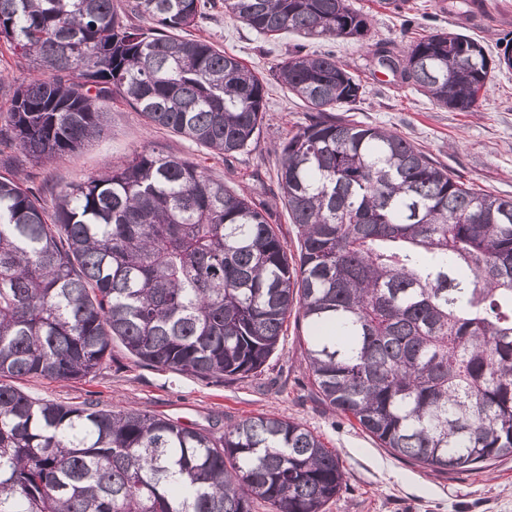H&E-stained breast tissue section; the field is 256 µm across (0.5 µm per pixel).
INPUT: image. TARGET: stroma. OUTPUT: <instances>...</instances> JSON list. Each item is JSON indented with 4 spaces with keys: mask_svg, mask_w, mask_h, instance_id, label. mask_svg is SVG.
Listing matches in <instances>:
<instances>
[{
    "mask_svg": "<svg viewBox=\"0 0 512 512\" xmlns=\"http://www.w3.org/2000/svg\"><path fill=\"white\" fill-rule=\"evenodd\" d=\"M369 15L372 39L397 48L439 31L464 33L496 54L512 38V0H406L396 10L380 0H350ZM267 78V131L247 152L231 157L210 152L161 128L149 127L126 102L114 101L108 130L83 150L52 164L16 162L27 186L43 200L97 174L104 165L121 164L134 153L156 149L199 163L212 179L247 194L277 183L285 139L309 114L308 106L279 83L274 72L290 52L333 55L361 81L365 94L352 110L337 115L397 131L440 166L475 189L512 198V69L495 71L476 112H455L381 68L371 41L312 39L285 33L258 34L225 13L224 0H212L207 18L188 30ZM303 322L289 318L278 351L264 372L245 380L203 379L164 371L135 361L113 342L105 368L82 380L55 382L37 377L14 385L35 399L78 404L87 399L105 409H141L214 435L248 416L275 415L304 423L336 450L346 483L325 512H512V457L478 471L435 473L380 448L347 417L322 403L305 361Z\"/></svg>",
    "mask_w": 512,
    "mask_h": 512,
    "instance_id": "obj_1",
    "label": "stroma"
}]
</instances>
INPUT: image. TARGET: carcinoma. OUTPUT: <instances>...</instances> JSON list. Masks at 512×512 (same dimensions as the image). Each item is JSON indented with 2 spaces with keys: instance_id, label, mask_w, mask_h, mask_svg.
Returning a JSON list of instances; mask_svg holds the SVG:
<instances>
[{
  "instance_id": "carcinoma-1",
  "label": "carcinoma",
  "mask_w": 512,
  "mask_h": 512,
  "mask_svg": "<svg viewBox=\"0 0 512 512\" xmlns=\"http://www.w3.org/2000/svg\"><path fill=\"white\" fill-rule=\"evenodd\" d=\"M209 0H0V43L34 76L0 113V155L52 162L104 134L121 99L232 156L264 127V77L184 36ZM260 35L363 40L350 0H224ZM143 19L135 25L128 15ZM378 64L440 107L475 112L496 56L440 31ZM314 113L284 142L264 202L187 159L135 154L40 203L0 174V512H323L345 482L305 424L258 415L214 437L146 410L33 399L18 377L97 372L119 341L199 378L262 373L288 316L308 330L312 384L392 455L431 472L512 457V199L475 190L394 131L329 114L361 83L329 55L279 68ZM265 198L272 212L271 224H274L280 237L287 243L288 253L289 251L295 253L297 248V229L295 224H291L288 218V211L281 201L278 198L275 199L271 194H268Z\"/></svg>"
}]
</instances>
